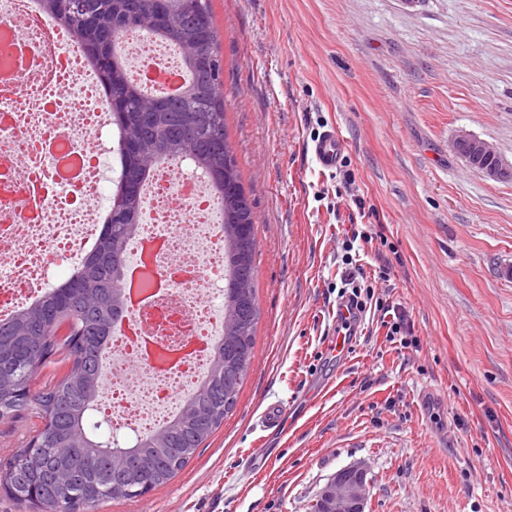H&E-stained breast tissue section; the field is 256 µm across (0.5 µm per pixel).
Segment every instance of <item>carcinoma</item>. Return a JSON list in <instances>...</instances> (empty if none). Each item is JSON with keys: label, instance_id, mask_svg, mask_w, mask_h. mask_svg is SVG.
Instances as JSON below:
<instances>
[{"label": "carcinoma", "instance_id": "obj_1", "mask_svg": "<svg viewBox=\"0 0 512 512\" xmlns=\"http://www.w3.org/2000/svg\"><path fill=\"white\" fill-rule=\"evenodd\" d=\"M76 36L100 75L119 131L120 175L98 242L69 277L0 320V419L36 410L42 428L0 465V488L29 512H87L168 483L236 405L254 357L259 309L255 218L228 142L223 66L211 0H37ZM145 33L179 49L189 81L179 97L149 94L128 77L124 37ZM185 158L211 182L224 226V335L206 377L158 430L127 447L94 417L98 355L125 308L120 280L141 219L142 189L157 166ZM60 352L67 372L32 390Z\"/></svg>", "mask_w": 512, "mask_h": 512}]
</instances>
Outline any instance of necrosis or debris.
<instances>
[{"label":"necrosis or debris","instance_id":"4bbe7bcc","mask_svg":"<svg viewBox=\"0 0 512 512\" xmlns=\"http://www.w3.org/2000/svg\"><path fill=\"white\" fill-rule=\"evenodd\" d=\"M0 314L41 297L50 265L80 263L100 234L98 157L109 121L94 69L74 35L37 0H0ZM172 46L134 43L129 74L140 84L182 73ZM139 238L127 265L151 261L160 283L112 332V366L97 411L113 429L148 433L173 417L204 377L222 336L224 228L210 183L182 165L144 186Z\"/></svg>","mask_w":512,"mask_h":512}]
</instances>
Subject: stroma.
<instances>
[{"instance_id":"stroma-1","label":"stroma","mask_w":512,"mask_h":512,"mask_svg":"<svg viewBox=\"0 0 512 512\" xmlns=\"http://www.w3.org/2000/svg\"><path fill=\"white\" fill-rule=\"evenodd\" d=\"M211 5L256 217L255 354L183 471L94 512H311L358 463L372 512H512V182L449 148L467 130L512 159V0ZM329 125L346 142L333 171L311 151ZM351 280L375 300L337 354ZM273 404L292 413L278 437L260 427ZM40 425L0 420V463Z\"/></svg>"}]
</instances>
